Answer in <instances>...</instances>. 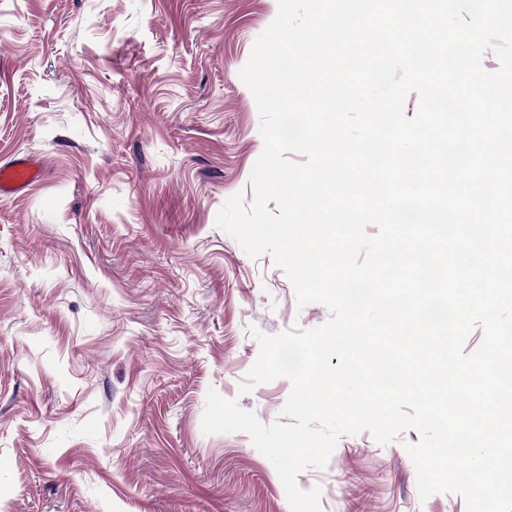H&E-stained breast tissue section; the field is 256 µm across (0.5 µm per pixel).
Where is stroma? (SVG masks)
Returning <instances> with one entry per match:
<instances>
[{
	"label": "stroma",
	"mask_w": 512,
	"mask_h": 512,
	"mask_svg": "<svg viewBox=\"0 0 512 512\" xmlns=\"http://www.w3.org/2000/svg\"><path fill=\"white\" fill-rule=\"evenodd\" d=\"M277 0H0V163L46 176L0 197V512H291L243 432L207 435L208 390L264 425L280 377L238 389L256 332L328 321L270 256L215 224L252 203L264 141L239 77ZM405 431L342 437L321 512H467L420 499Z\"/></svg>",
	"instance_id": "1"
}]
</instances>
